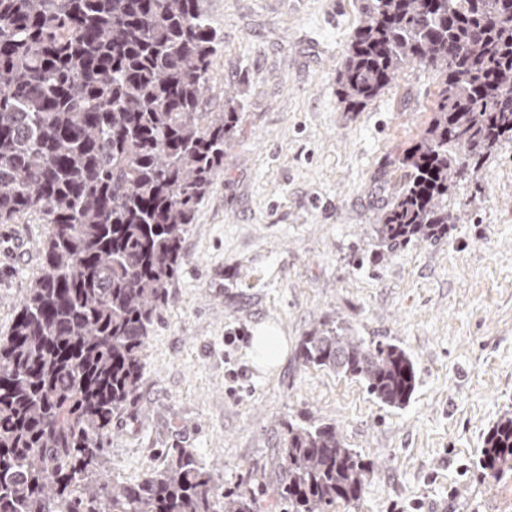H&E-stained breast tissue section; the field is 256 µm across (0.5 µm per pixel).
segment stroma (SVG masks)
Returning a JSON list of instances; mask_svg holds the SVG:
<instances>
[{
  "mask_svg": "<svg viewBox=\"0 0 512 512\" xmlns=\"http://www.w3.org/2000/svg\"><path fill=\"white\" fill-rule=\"evenodd\" d=\"M362 0H203L217 31L207 106L241 121L183 244L129 413L113 421L106 474L137 480L190 449L225 491L272 486L289 423H332L371 462L361 499L329 512H512V472L486 476L484 439L512 410V142L449 205L444 238L371 261L373 224L403 180L438 91L418 66L363 111L336 77ZM43 224H0V336L36 275ZM29 254H12L16 239ZM387 340L418 382L402 408L355 379L303 364L325 320ZM277 326L288 354L258 371L251 338Z\"/></svg>",
  "mask_w": 512,
  "mask_h": 512,
  "instance_id": "1",
  "label": "stroma"
}]
</instances>
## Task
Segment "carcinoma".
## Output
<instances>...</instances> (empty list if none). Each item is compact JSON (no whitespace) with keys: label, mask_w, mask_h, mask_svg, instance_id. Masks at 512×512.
I'll return each instance as SVG.
<instances>
[{"label":"carcinoma","mask_w":512,"mask_h":512,"mask_svg":"<svg viewBox=\"0 0 512 512\" xmlns=\"http://www.w3.org/2000/svg\"><path fill=\"white\" fill-rule=\"evenodd\" d=\"M216 38L199 0H0V224L49 225L44 273L0 338V512H262L186 448L136 483L100 475L239 123L231 96L205 110ZM410 65L435 71L439 90L374 225L388 252L448 235L456 182L512 141V0H365L336 80L343 111ZM299 354L389 407L416 388L404 349L336 321ZM486 445V474L512 472V410ZM277 458L267 512L355 502L370 471L332 424L288 423Z\"/></svg>","instance_id":"carcinoma-1"}]
</instances>
